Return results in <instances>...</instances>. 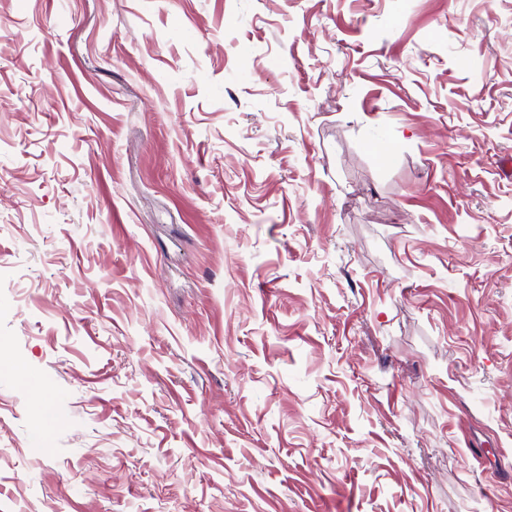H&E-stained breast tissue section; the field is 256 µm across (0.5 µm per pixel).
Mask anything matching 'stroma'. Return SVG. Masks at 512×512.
Here are the masks:
<instances>
[{
  "mask_svg": "<svg viewBox=\"0 0 512 512\" xmlns=\"http://www.w3.org/2000/svg\"><path fill=\"white\" fill-rule=\"evenodd\" d=\"M0 512H512V0H0Z\"/></svg>",
  "mask_w": 512,
  "mask_h": 512,
  "instance_id": "obj_1",
  "label": "stroma"
}]
</instances>
